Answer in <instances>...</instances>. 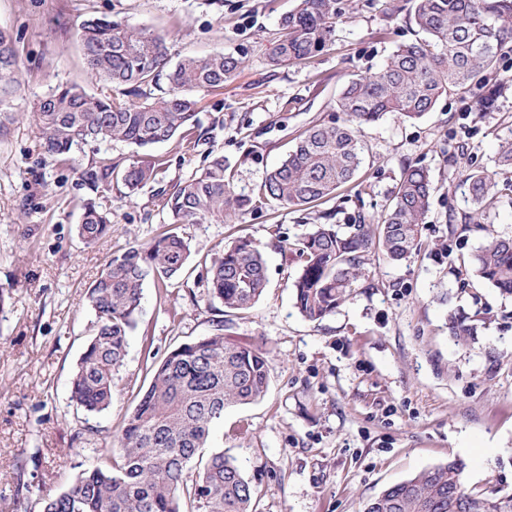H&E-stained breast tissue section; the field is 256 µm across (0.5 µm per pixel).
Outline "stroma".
Wrapping results in <instances>:
<instances>
[{
    "instance_id": "stroma-1",
    "label": "stroma",
    "mask_w": 512,
    "mask_h": 512,
    "mask_svg": "<svg viewBox=\"0 0 512 512\" xmlns=\"http://www.w3.org/2000/svg\"><path fill=\"white\" fill-rule=\"evenodd\" d=\"M399 0H340L329 46L311 61L272 65L281 16L297 0H0V28L15 44L23 85L6 108L23 120L0 133V512H40L80 465L108 464L112 435L151 382L149 369L180 344L222 331L263 346L269 386L253 404L229 409L208 450L234 457L256 484L258 512H363L365 502L429 466L464 463L465 486L512 493V297L481 282L461 286L460 261L483 243L464 231L473 212L462 171L493 173L497 195L486 223L512 235V170L498 167L512 142V46L489 82L483 113L446 95L417 121L386 114L362 132L363 184L313 208L274 204L221 224H170L164 192L221 153L239 189L252 191L314 125L342 121L336 96L351 78L388 62L417 29L395 15ZM91 17L138 25L164 38L172 60L224 52L238 76L204 93L197 143L180 138L136 152L125 143L82 144L51 160L28 114L59 83L121 97L88 73L76 33ZM155 164L135 195L122 183L92 184L101 162ZM428 169L433 193L413 262L376 259L347 301L314 323L294 306L301 261L289 247L313 224L381 216L403 165ZM111 211L112 231L86 245L83 207ZM172 231L190 245L184 274L164 290L147 286L107 411L70 401V381L93 334L82 300L115 252ZM261 242L266 288L247 311L209 302L207 253L232 239ZM469 316L467 345L448 316Z\"/></svg>"
}]
</instances>
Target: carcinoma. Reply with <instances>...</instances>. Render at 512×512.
<instances>
[{
    "mask_svg": "<svg viewBox=\"0 0 512 512\" xmlns=\"http://www.w3.org/2000/svg\"><path fill=\"white\" fill-rule=\"evenodd\" d=\"M409 16L423 37L397 46L380 69L353 78L336 98L347 116L340 126L314 125L296 138L287 157L267 172L257 193L234 185L224 155L175 185L164 200L172 224H222L263 205L304 207L353 189L364 151L361 129L394 112L418 120L443 95L466 96L496 71L501 50L512 43V0H410ZM340 10L336 0H299L279 23L270 62H306L332 39ZM88 70L125 87L124 98L95 96L76 84H58L32 113L47 158L59 159L84 142L122 141L144 149L188 136L198 125V95L233 80L243 61L222 53L171 62L165 41L142 27L105 18L85 21L77 32ZM165 80L167 89L146 97L142 85ZM20 67L10 36L0 30V93L20 88ZM146 100H140V97ZM122 181L134 193L155 177V164L137 161L123 171L106 165L92 183ZM474 204L473 227L484 244L458 275L476 278L512 296V236L482 223L496 184L483 170L462 173ZM426 169L403 168L391 207L378 219L315 224L291 243L302 260L294 281L298 312L311 322L334 314L368 261L409 262L418 255L422 224L431 205ZM112 231V213L84 206L78 235L96 244ZM191 251L174 232L112 257L84 293L96 317L71 378V401L89 413L112 406L115 371L122 366L148 283L166 288L185 271ZM207 296L228 310L252 308L266 286L261 243L238 237L214 254L206 271ZM454 340L465 345L474 328L462 314L448 317ZM269 385V360L259 346L230 342L224 334L186 342L153 368V377L121 430L112 436L110 466L91 464L62 492L41 498V512H256L258 490L236 459L219 450L200 459L213 425L232 407L261 400ZM464 465L440 463L384 489L363 512H512V494L474 492Z\"/></svg>",
    "mask_w": 512,
    "mask_h": 512,
    "instance_id": "1",
    "label": "carcinoma"
}]
</instances>
